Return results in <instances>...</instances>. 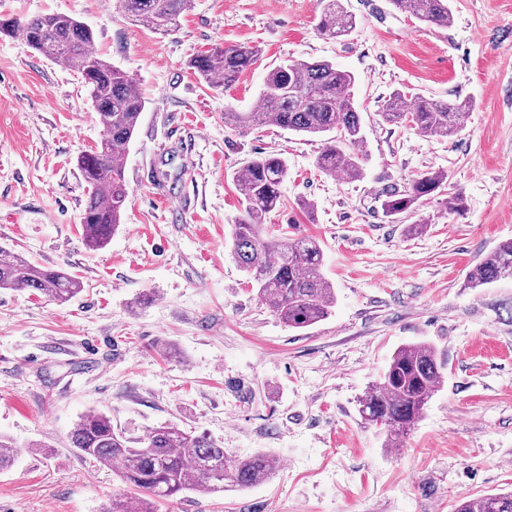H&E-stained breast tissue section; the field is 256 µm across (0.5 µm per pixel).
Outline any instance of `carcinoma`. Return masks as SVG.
Instances as JSON below:
<instances>
[{
  "label": "carcinoma",
  "mask_w": 512,
  "mask_h": 512,
  "mask_svg": "<svg viewBox=\"0 0 512 512\" xmlns=\"http://www.w3.org/2000/svg\"><path fill=\"white\" fill-rule=\"evenodd\" d=\"M393 7L440 27L452 22L450 0H390ZM324 4L318 30L332 39L347 36L355 17L342 0ZM128 18L154 32L178 29L180 17L192 0H120ZM22 35L44 58L61 62L75 72L89 91L104 127V144L84 151L77 167L90 187L81 213L88 248L104 247L121 224L129 194L121 157L129 146L144 100L133 79L92 50L93 32L66 14L28 19L0 18V36ZM256 47L231 46L196 55L188 67L202 80L230 88L244 70L260 57ZM354 76L326 61H290L273 68L260 93L261 106L248 112L224 108V125L235 129L273 125L303 135H324L318 167L341 173L350 180L363 175L365 139L352 89ZM474 108L469 99L451 100L418 96L407 102L393 92L382 116L398 123L407 118L427 136L448 137L462 130L465 114ZM288 175L285 161L275 155H256L236 173L243 211L234 224L232 252L246 273L257 297L289 327L303 329L326 319L335 303V291L322 273L323 250L313 237L275 235L268 221L281 205V187ZM442 198L444 210L465 211L464 197L448 184V173L426 170L404 190H393L382 202L383 213L399 219L412 214L422 202ZM512 278V239L500 242L469 271L467 285L476 288ZM0 288L36 291L66 303L82 291L71 272L47 269L0 248ZM445 363L426 343L399 347L386 369L359 401V414L368 424L381 426L386 447L396 448L422 418L444 379ZM71 448L80 456L119 472L132 493L112 495L104 512H156L157 503L188 491L222 493L227 487L246 488L269 479L277 470L275 458L264 452L229 459L224 449L204 433L165 423L152 428L140 441L112 428L103 413L82 415L70 432ZM16 445L0 437V469L12 466ZM456 512H512V492L486 494L464 501Z\"/></svg>",
  "instance_id": "carcinoma-1"
}]
</instances>
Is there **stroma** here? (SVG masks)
Here are the masks:
<instances>
[{
    "label": "stroma",
    "mask_w": 512,
    "mask_h": 512,
    "mask_svg": "<svg viewBox=\"0 0 512 512\" xmlns=\"http://www.w3.org/2000/svg\"><path fill=\"white\" fill-rule=\"evenodd\" d=\"M344 6L356 26L335 40L318 31L319 0H193L169 34L132 24L119 0H0V16L83 22L94 51L145 101L123 158L121 223L89 250L76 158L103 126L65 65L0 38V248L84 285L64 304L0 290V435L19 450L0 472V512H104L124 490L113 470L70 446L90 410L133 437L173 423L206 433L230 457L263 451L280 464L268 480L188 492L160 512H455L512 490V279L465 285L512 237V0H450L446 27L389 0ZM232 45L261 55L231 89L188 69L192 55ZM289 60L354 75L361 179L318 169L322 138L225 127V106L255 108L268 71ZM396 90L475 107L458 134L430 137L383 120ZM259 153L288 166L276 223L323 247L336 300L308 328L282 323L231 253L242 210L234 174ZM431 169L447 171L465 214L428 200L408 221H389L387 193ZM421 222L423 233L408 234ZM145 293L151 304L134 308ZM408 343L432 344L447 368L391 451L358 403Z\"/></svg>",
    "instance_id": "stroma-1"
}]
</instances>
